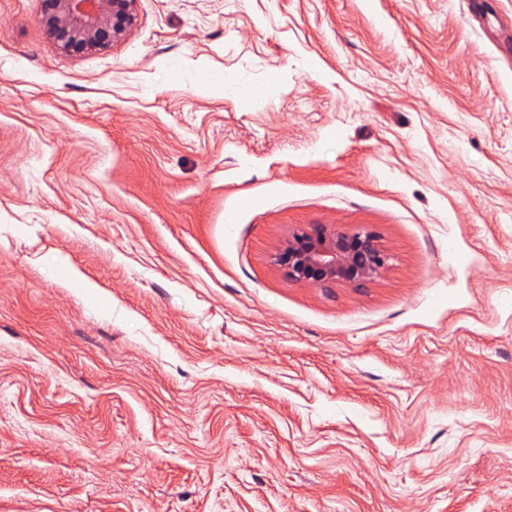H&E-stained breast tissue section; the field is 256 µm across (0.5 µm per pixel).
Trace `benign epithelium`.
Listing matches in <instances>:
<instances>
[{
	"instance_id": "7a95c632",
	"label": "benign epithelium",
	"mask_w": 512,
	"mask_h": 512,
	"mask_svg": "<svg viewBox=\"0 0 512 512\" xmlns=\"http://www.w3.org/2000/svg\"><path fill=\"white\" fill-rule=\"evenodd\" d=\"M137 0H44L37 23L63 53L104 51L136 21ZM278 264L295 283L359 287L376 280L387 265L378 235L312 224L292 235Z\"/></svg>"
}]
</instances>
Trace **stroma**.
<instances>
[{"label":"stroma","instance_id":"1","mask_svg":"<svg viewBox=\"0 0 512 512\" xmlns=\"http://www.w3.org/2000/svg\"><path fill=\"white\" fill-rule=\"evenodd\" d=\"M41 12L0 0V512H512V0H137L74 55ZM311 224L385 272L290 281Z\"/></svg>","mask_w":512,"mask_h":512}]
</instances>
